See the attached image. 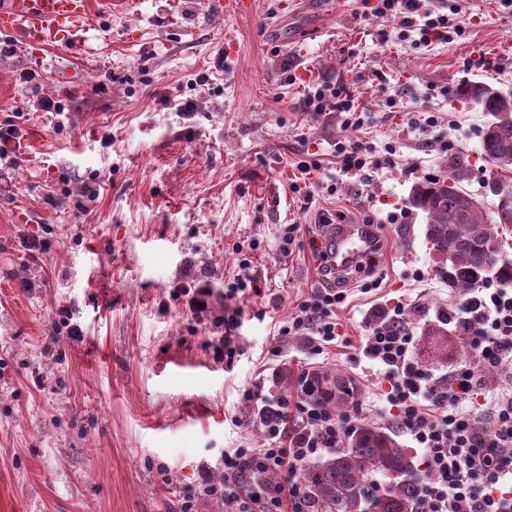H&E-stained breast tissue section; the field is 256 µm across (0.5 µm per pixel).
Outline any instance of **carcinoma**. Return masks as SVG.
I'll return each instance as SVG.
<instances>
[{
	"label": "carcinoma",
	"instance_id": "cac0c4a2",
	"mask_svg": "<svg viewBox=\"0 0 512 512\" xmlns=\"http://www.w3.org/2000/svg\"><path fill=\"white\" fill-rule=\"evenodd\" d=\"M482 108L491 119L481 139V154L499 170L512 172V92L482 82L454 91ZM445 178L425 179L412 187L410 202L426 214V239L450 262L452 286L465 291L493 274L512 282V259L501 254L496 225L512 224V209L496 200L492 215L461 184L469 174L462 156H450ZM310 398L341 412L353 393L351 382L329 370L308 381ZM387 478L375 490L371 477ZM313 492L312 512H409L417 475L408 449L374 428L359 426L344 446L317 465L299 470Z\"/></svg>",
	"mask_w": 512,
	"mask_h": 512
}]
</instances>
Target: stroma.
Segmentation results:
<instances>
[{
  "label": "stroma",
  "mask_w": 512,
  "mask_h": 512,
  "mask_svg": "<svg viewBox=\"0 0 512 512\" xmlns=\"http://www.w3.org/2000/svg\"><path fill=\"white\" fill-rule=\"evenodd\" d=\"M375 3L254 0L235 18L157 0L133 19L98 18L82 54L53 45L34 57L19 36L0 56V128L23 133L16 163L0 161V512H180L201 468L222 478L225 452L261 439L239 391L264 376L293 394L306 367L300 341L277 328L324 287L312 241L334 225H370L380 241L336 310L349 343L322 362L353 379L360 424L397 435L377 411V379L358 367L366 312L404 301L420 364L448 371L464 357L432 314L455 293L409 195L461 152L463 187L483 197L488 116L451 92L474 81L512 91V0H441L459 33L428 46L401 40ZM25 72L61 111L27 107ZM320 83L359 113L308 109ZM430 114L437 127H425ZM353 134L376 160L363 179L336 163ZM302 160L321 164L309 206L290 190ZM286 224L301 227L289 256ZM31 235L44 244L35 262L21 247ZM248 245L262 293L225 299ZM200 276L216 314L242 312L233 366L171 297Z\"/></svg>",
  "instance_id": "1"
}]
</instances>
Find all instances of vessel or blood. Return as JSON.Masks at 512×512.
I'll return each mask as SVG.
<instances>
[{
  "mask_svg": "<svg viewBox=\"0 0 512 512\" xmlns=\"http://www.w3.org/2000/svg\"><path fill=\"white\" fill-rule=\"evenodd\" d=\"M146 0H7L0 5V31L23 30L28 51L40 52L51 44L77 50L83 32L93 19L105 15L131 18L142 14ZM207 12L245 17L253 11V0H206ZM366 248L361 226L343 227L336 240V263L345 265Z\"/></svg>",
  "mask_w": 512,
  "mask_h": 512,
  "instance_id": "b4317fda",
  "label": "vessel or blood"
}]
</instances>
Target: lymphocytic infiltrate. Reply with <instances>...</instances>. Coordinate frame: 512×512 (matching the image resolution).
<instances>
[{
  "instance_id": "lymphocytic-infiltrate-1",
  "label": "lymphocytic infiltrate",
  "mask_w": 512,
  "mask_h": 512,
  "mask_svg": "<svg viewBox=\"0 0 512 512\" xmlns=\"http://www.w3.org/2000/svg\"><path fill=\"white\" fill-rule=\"evenodd\" d=\"M377 12L397 22L400 38L415 33L423 45L449 38L447 15L427 0H378ZM211 295L208 281L201 279L175 288L172 298L183 301L196 320L211 319L219 331L217 355L230 364L241 350L234 334L240 313L213 316ZM346 298L336 287L313 289L279 335L299 338L309 365L318 364L329 347L343 341L336 310ZM377 316L367 324L362 352L372 374L388 385L379 394L385 410L422 454L411 512H512V397L486 377L494 369L512 371V289L491 277L459 304L437 307V318L470 344L467 357L445 373L416 359L404 305ZM239 396L255 408L263 443L225 452L222 479L202 472L185 493L184 512H191L199 497L222 512H309L298 469L341 449L356 412L336 414L302 392L294 398L272 393L262 377ZM260 475L277 476L278 482L262 486L256 481Z\"/></svg>"
}]
</instances>
